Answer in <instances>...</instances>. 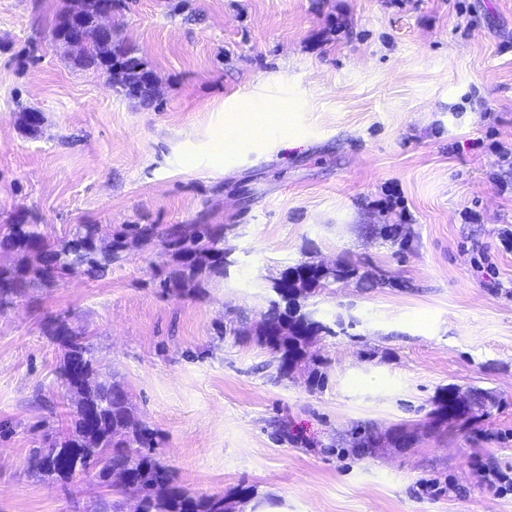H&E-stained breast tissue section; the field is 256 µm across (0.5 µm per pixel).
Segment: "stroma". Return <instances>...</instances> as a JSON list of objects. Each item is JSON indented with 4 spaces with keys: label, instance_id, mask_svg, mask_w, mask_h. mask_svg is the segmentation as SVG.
<instances>
[{
    "label": "stroma",
    "instance_id": "obj_1",
    "mask_svg": "<svg viewBox=\"0 0 512 512\" xmlns=\"http://www.w3.org/2000/svg\"><path fill=\"white\" fill-rule=\"evenodd\" d=\"M69 5L0 0V224L26 215L55 243L80 224H220L234 263L179 293L161 286L176 267L163 243H132L104 278L0 308V512L135 506L31 464L70 423L57 315L190 495L250 487L262 512H512L480 473L512 468V0H125L112 28L153 70V106L72 66L53 37ZM391 193L408 221L385 209ZM312 261L355 270L302 303L335 329L312 348L320 389L301 369L278 378L251 336L274 278ZM450 385L494 405L432 427ZM361 425L414 440L362 455Z\"/></svg>",
    "mask_w": 512,
    "mask_h": 512
}]
</instances>
